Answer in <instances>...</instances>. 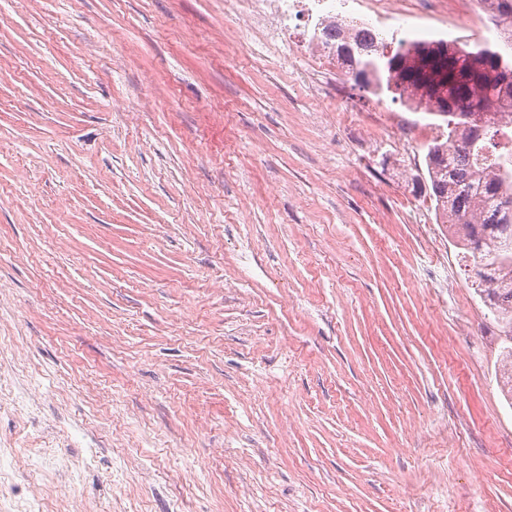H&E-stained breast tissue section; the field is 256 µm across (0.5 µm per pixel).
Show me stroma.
Listing matches in <instances>:
<instances>
[{
	"label": "stroma",
	"mask_w": 512,
	"mask_h": 512,
	"mask_svg": "<svg viewBox=\"0 0 512 512\" xmlns=\"http://www.w3.org/2000/svg\"><path fill=\"white\" fill-rule=\"evenodd\" d=\"M250 0H0V462L43 512H512L498 326L371 91ZM47 448L62 471L33 466ZM375 112L372 115L378 122V136L381 141L399 140L402 133V126L393 118L392 112L383 109L382 102H375Z\"/></svg>",
	"instance_id": "35a3bbf8"
}]
</instances>
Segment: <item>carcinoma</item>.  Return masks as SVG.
<instances>
[{
	"label": "carcinoma",
	"instance_id": "cac0c4a2",
	"mask_svg": "<svg viewBox=\"0 0 512 512\" xmlns=\"http://www.w3.org/2000/svg\"><path fill=\"white\" fill-rule=\"evenodd\" d=\"M336 56L354 86L384 89L398 99L426 104L444 118L447 135L428 146L426 171L436 216L458 224L462 248L476 269V293L495 316L504 346L497 367L502 392L512 402V160L499 164L496 177L483 164L497 160L512 135L479 121L482 112L512 111V29L498 45L466 49L443 40L388 44L358 29L337 36Z\"/></svg>",
	"mask_w": 512,
	"mask_h": 512
}]
</instances>
